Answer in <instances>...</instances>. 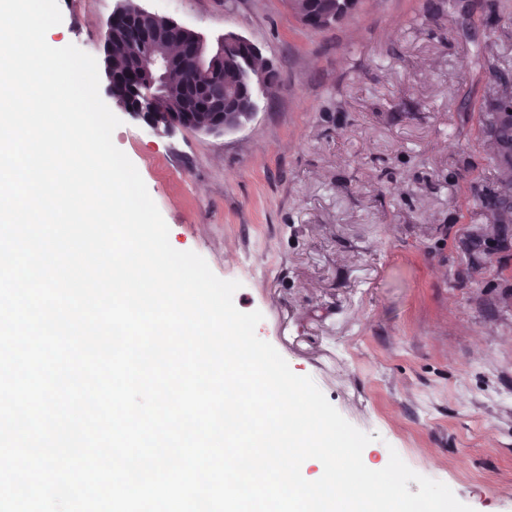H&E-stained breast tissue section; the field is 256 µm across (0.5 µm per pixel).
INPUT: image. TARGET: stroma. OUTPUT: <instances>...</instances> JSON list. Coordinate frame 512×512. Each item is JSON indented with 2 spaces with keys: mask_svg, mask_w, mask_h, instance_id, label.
Instances as JSON below:
<instances>
[{
  "mask_svg": "<svg viewBox=\"0 0 512 512\" xmlns=\"http://www.w3.org/2000/svg\"><path fill=\"white\" fill-rule=\"evenodd\" d=\"M118 0H58L55 48L104 60ZM216 42L256 43L276 95L226 136L153 134L120 112L180 251L205 258L257 336L371 434L474 512H512V220L488 100L512 79V0H360L304 26L288 0H143Z\"/></svg>",
  "mask_w": 512,
  "mask_h": 512,
  "instance_id": "35a3bbf8",
  "label": "stroma"
}]
</instances>
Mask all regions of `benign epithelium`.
Masks as SVG:
<instances>
[{
    "mask_svg": "<svg viewBox=\"0 0 512 512\" xmlns=\"http://www.w3.org/2000/svg\"><path fill=\"white\" fill-rule=\"evenodd\" d=\"M318 2L304 0L302 11L297 0H288V6L303 25L322 30L351 15L359 4V0H325L317 8ZM159 19L161 16L147 11L138 0H119L112 12L105 34L106 53L112 51V30L118 26L127 30L131 41L143 46V52L133 57L123 72H108L110 91L123 87L131 98L127 103L114 94L117 105L157 134L182 127L207 135H225L247 126L257 114L258 102L273 95L268 77L276 72L274 65L243 35L227 32L211 50L203 35L169 18L165 19L166 27L187 37V41L162 36L152 25ZM228 63L237 72V83L231 89L224 88V67ZM186 65L206 75L207 82L193 77L173 85L172 73ZM173 92L181 102L179 112L167 110ZM491 207L500 215L512 213V183L501 188Z\"/></svg>",
    "mask_w": 512,
    "mask_h": 512,
    "instance_id": "7a95c632",
    "label": "benign epithelium"
}]
</instances>
